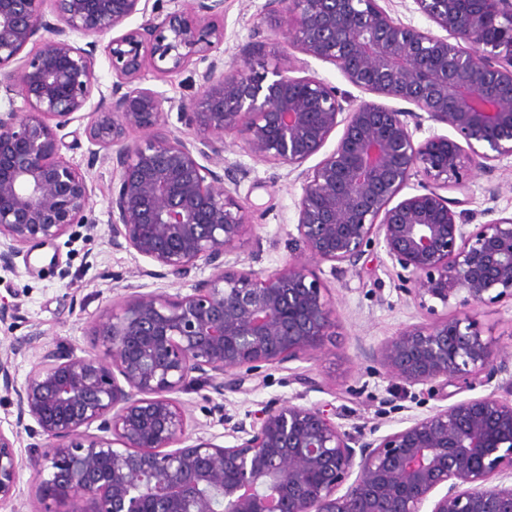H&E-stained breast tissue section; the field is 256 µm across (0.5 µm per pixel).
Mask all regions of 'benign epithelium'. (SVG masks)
Returning a JSON list of instances; mask_svg holds the SVG:
<instances>
[{
  "label": "benign epithelium",
  "mask_w": 512,
  "mask_h": 512,
  "mask_svg": "<svg viewBox=\"0 0 512 512\" xmlns=\"http://www.w3.org/2000/svg\"><path fill=\"white\" fill-rule=\"evenodd\" d=\"M414 3L447 35L394 18L378 0L265 6L288 20L289 47L335 65L358 89L414 106L403 111L374 100L345 106L288 54L259 71L261 46L219 62L223 0L164 15L147 13L148 0H0V90L10 104L0 114V267L26 246L90 228L85 175L62 154L63 131L84 111L90 141L112 159L113 243L147 259L144 273L157 279H186L199 260L213 267L188 295L133 291L99 310L91 330L104 359L49 350L20 388L0 360V390L34 439L37 500L71 502L70 512H512V398L463 400L375 439L287 401L249 423L224 418L228 446L185 444L173 398L200 387L221 395L264 365L317 349L335 319L309 262L354 265L374 242L402 269L406 295L447 306L463 294L470 306L378 347L390 377L445 385L503 369L476 312L512 302V216L474 223L464 176L512 157V0H492L489 13L460 0ZM136 14L138 26L112 36ZM42 31L51 38L24 53ZM106 36L107 95L95 75ZM189 68L188 101L141 86L150 70ZM166 103L194 140L171 134ZM410 117L457 138L417 142ZM339 127L333 150L302 169ZM132 131L143 141L129 140ZM228 138L257 161L299 172V254L286 269L230 260L247 245L259 263L265 249L236 180L221 172ZM420 173L424 192L394 202ZM94 423L101 435L89 437ZM20 468L0 431V504Z\"/></svg>",
  "instance_id": "1"
}]
</instances>
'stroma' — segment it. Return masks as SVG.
Returning a JSON list of instances; mask_svg holds the SVG:
<instances>
[{
  "label": "stroma",
  "mask_w": 512,
  "mask_h": 512,
  "mask_svg": "<svg viewBox=\"0 0 512 512\" xmlns=\"http://www.w3.org/2000/svg\"><path fill=\"white\" fill-rule=\"evenodd\" d=\"M266 0H224V59H232L247 45L262 42L274 48L265 56L273 67L275 54L288 53L282 27L265 16ZM87 119L72 122L65 139L67 159L87 171L90 205L95 224L87 237L62 236L55 244L32 247L8 268H0V306L16 309L21 327L0 323V358L9 363L16 385H23L45 352L63 346L77 355H103L104 349L89 327L98 311L133 290L187 295L194 281L208 278L211 266L198 262L190 279L146 276L148 261L128 248L112 244L108 202L112 189V163L99 158L89 163L94 146L86 135ZM235 177L237 198L248 210L256 231L265 240L262 269L287 268L295 256L301 194L297 175L288 166L259 162L239 145L228 144L224 153ZM469 209L490 210L495 216L512 215V159L494 161L486 169L473 167L467 175ZM315 271L335 307V327L320 348L282 364L262 368L238 387L215 393L204 388L177 394L186 416L188 443L207 440L232 444L225 417L252 421L266 406L291 402L335 413L344 427L383 436L407 425L436 407L499 391L512 381V304L479 308L477 321L498 358L508 368L490 382L472 388H428L389 379L371 353L405 326L427 323L434 316L464 310L462 300L427 310L400 290L398 270L382 245L368 247L356 266L332 270L330 263ZM223 413H214V404Z\"/></svg>",
  "instance_id": "obj_1"
}]
</instances>
